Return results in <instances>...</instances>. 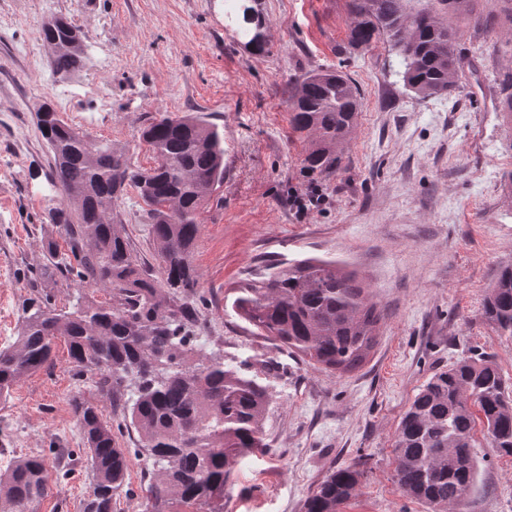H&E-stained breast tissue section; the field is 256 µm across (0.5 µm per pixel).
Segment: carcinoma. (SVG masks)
Masks as SVG:
<instances>
[{"instance_id":"1","label":"carcinoma","mask_w":512,"mask_h":512,"mask_svg":"<svg viewBox=\"0 0 512 512\" xmlns=\"http://www.w3.org/2000/svg\"><path fill=\"white\" fill-rule=\"evenodd\" d=\"M249 0L238 9L248 24L247 46L267 50L250 28ZM405 0H352L349 41L379 39L398 49L403 81L422 97L451 94L462 60L456 30L426 12L410 14ZM58 73L78 69L83 47L77 28L54 16L41 27ZM500 107L512 121V70L502 75ZM292 127L305 135L304 170L330 175L342 166L344 145L355 131L360 105L356 84L328 67L308 74L289 96ZM38 127L53 156L51 187L60 203L48 217L63 227L68 252L50 250L51 264L77 271V296L57 309L38 299L25 307L15 341L0 348V398L52 362L56 339L68 345L79 374L98 376L111 402L134 387L126 417L152 460L149 499L156 512L176 506L224 512V495L241 460L264 444L270 384L245 374L246 361L197 354L190 339L193 297L199 284L193 253L204 207L224 186V137L202 116L161 115L140 130L155 165L131 163L124 149L69 125L51 106L38 112ZM145 204L159 275L145 268L115 215L127 189ZM102 288L109 304L85 298ZM236 314L253 334L331 373L360 368L376 344V304L334 261L317 258L273 263L237 289ZM483 319L512 338V263L498 270L486 295ZM73 413L82 434L93 489L83 512H112L129 469L103 410L75 395ZM481 423L491 447L512 456V382L491 355L463 357L433 373L418 389L394 436V479L408 498L431 512H460L476 483L474 429ZM364 463L332 470L304 502V512H343L358 495ZM48 492L44 461L22 455L0 473V512H24Z\"/></svg>"}]
</instances>
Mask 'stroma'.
I'll return each instance as SVG.
<instances>
[{"mask_svg":"<svg viewBox=\"0 0 512 512\" xmlns=\"http://www.w3.org/2000/svg\"><path fill=\"white\" fill-rule=\"evenodd\" d=\"M268 51L246 47L224 0H0V348L16 338L23 307L40 295L61 308L76 277L47 266L53 162L36 122L43 103L92 138L154 164L139 140L147 119L198 112L224 136V186L201 215L194 263L203 354L253 364L278 359L265 449L235 471L224 512H303L333 469L364 459L359 494L344 512H428L393 474L394 433L419 387L461 357L493 355L512 378V339L481 317L500 266L512 263V126L498 79L512 69V0H470L453 16L465 59L452 95L419 97L403 85L387 41H348L351 0H253ZM65 16L85 59L55 73L42 23ZM333 67L359 88L361 107L341 169L304 172L306 143L290 123L289 94L309 73ZM318 185L325 204L297 213L293 191ZM128 190L120 228L146 264L154 245ZM335 260L367 289L382 319L365 365L338 375L279 353L251 335L232 309L235 286L263 259ZM104 408L129 469L113 512H146L151 460L123 413L82 381L65 343L50 366L0 400V471L10 458L41 455L47 496L31 512H82L92 475L71 399ZM479 475L464 512H512V457L476 430Z\"/></svg>","mask_w":512,"mask_h":512,"instance_id":"35a3bbf8","label":"stroma"}]
</instances>
